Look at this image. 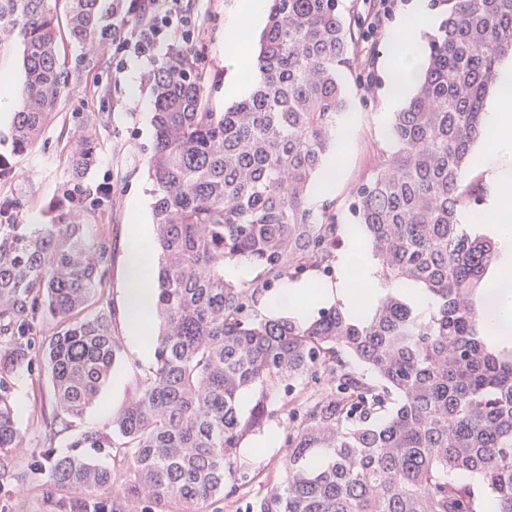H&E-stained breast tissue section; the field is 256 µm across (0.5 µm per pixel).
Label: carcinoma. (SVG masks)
<instances>
[{"label":"carcinoma","mask_w":512,"mask_h":512,"mask_svg":"<svg viewBox=\"0 0 512 512\" xmlns=\"http://www.w3.org/2000/svg\"><path fill=\"white\" fill-rule=\"evenodd\" d=\"M255 66L260 80L222 112L206 110L204 78L183 48L153 72L156 141L148 174L157 253L155 362L113 420L112 438L80 435L75 448H110L117 472L47 454L50 486L69 512H102L95 498L122 486L121 510L200 512L238 489L237 449L261 428L271 391L318 369L330 394L308 398L283 455L285 479L251 512H512V349L482 335L477 298L494 243L463 231L480 185L463 188L485 102L512 50V0H448L421 81L395 113L377 171L351 204L383 279L413 281L428 316L387 295L366 319L336 306L312 322L254 313L259 288L320 268L331 272L338 217L307 196L348 108L341 72L355 37L337 0H268ZM115 0H0V45L23 47L24 79L10 128L12 153L31 151L78 81L100 66ZM79 48L70 55L65 45ZM95 143L70 157L80 176ZM0 199V450L16 448L9 376L32 346L35 320L59 330L42 349L56 402L79 419L112 373V315L88 312L107 277L103 251L85 243L70 195L48 224H11ZM245 262L253 280H224ZM346 352L373 379L346 371ZM258 394L239 412L242 394ZM324 454L319 466L310 464Z\"/></svg>","instance_id":"cac0c4a2"}]
</instances>
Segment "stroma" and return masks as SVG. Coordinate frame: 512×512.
Segmentation results:
<instances>
[{"mask_svg":"<svg viewBox=\"0 0 512 512\" xmlns=\"http://www.w3.org/2000/svg\"><path fill=\"white\" fill-rule=\"evenodd\" d=\"M409 2L394 0L384 27L373 33L361 24V0H337L345 22L359 33V51L367 57L366 66L345 70L341 75L349 99L344 119L351 125L352 134L330 199L342 224L353 223L352 192L378 169L381 161L379 148L388 135L380 122L386 99L384 62L389 35ZM237 5L238 0L189 2L198 24L192 57L206 77L205 105L216 112L230 103L224 95L228 74L224 29L234 19ZM171 48V43H162L151 59L128 56L117 79L112 76L111 56L102 55L99 70L72 89L37 147L17 156L0 145V161L12 170L0 192L16 204L15 223H49V207L54 201L77 186L85 191L83 222L90 242L106 249L108 275L102 303L112 310V333L120 342L111 379L77 420L67 417L57 406L41 353H34L31 363L14 370L11 385L21 442L17 448L0 451V512H53L54 501L68 499V492L49 487L47 472L42 468L46 451L68 455L77 435L87 431L111 433L113 416L137 397L139 379L153 364L152 358L134 351L123 318L125 243L131 229L133 198L142 197L149 205L155 201L147 173L155 130L145 123L143 108L153 103L149 77ZM86 138L96 142L98 161L88 175L77 180L69 156ZM105 181L113 184L114 192L101 206H94L90 195ZM328 383L327 373L318 370L303 380L277 385L264 423L266 429L276 430L277 447L255 453L257 438L248 436L239 450L237 492L207 503L202 512H248L254 498L283 482L285 447L298 424L296 400L328 393Z\"/></svg>","mask_w":512,"mask_h":512,"instance_id":"35a3bbf8","label":"stroma"}]
</instances>
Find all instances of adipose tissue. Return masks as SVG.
<instances>
[{
  "instance_id": "ef3b65f1",
  "label": "adipose tissue",
  "mask_w": 512,
  "mask_h": 512,
  "mask_svg": "<svg viewBox=\"0 0 512 512\" xmlns=\"http://www.w3.org/2000/svg\"><path fill=\"white\" fill-rule=\"evenodd\" d=\"M266 0H240L243 23L227 29L234 51L227 59L231 77L224 87L235 97L248 89L238 78L240 61L264 23ZM432 22L423 0H411L406 15L390 36L385 86L389 109H396L416 88L423 70L425 47L421 34ZM483 124L491 138L474 149V160L484 173L485 197L478 214H463L464 226L478 229L497 245V258L488 267L486 286L478 297V319L486 336L501 349L512 347V52L500 66ZM362 230L347 227V243L340 251L335 281L315 278L288 280L270 289L261 305L268 313L296 321L309 318L322 305L340 303L351 316L364 317L387 293L401 296L416 313L428 315L431 300L417 284H390L377 272L369 249L357 246ZM128 269L125 318L135 350L152 352L155 317V254L144 225H137L127 241Z\"/></svg>"
}]
</instances>
